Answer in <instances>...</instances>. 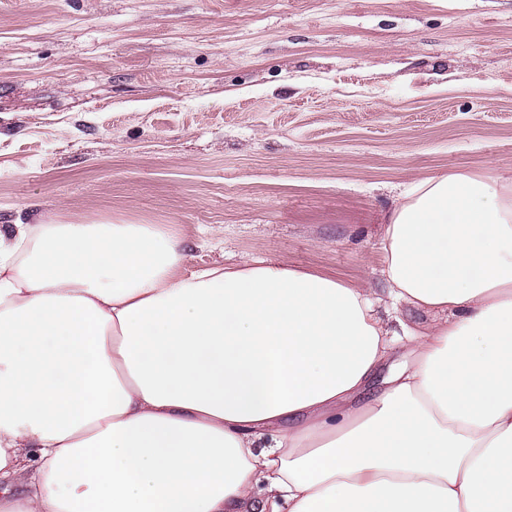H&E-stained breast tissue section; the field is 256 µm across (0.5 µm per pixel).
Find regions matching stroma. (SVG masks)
I'll list each match as a JSON object with an SVG mask.
<instances>
[{
	"instance_id": "1",
	"label": "stroma",
	"mask_w": 512,
	"mask_h": 512,
	"mask_svg": "<svg viewBox=\"0 0 512 512\" xmlns=\"http://www.w3.org/2000/svg\"><path fill=\"white\" fill-rule=\"evenodd\" d=\"M512 177V0H0V225L377 283L410 184Z\"/></svg>"
}]
</instances>
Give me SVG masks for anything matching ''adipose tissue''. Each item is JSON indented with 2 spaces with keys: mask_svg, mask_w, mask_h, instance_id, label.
I'll list each match as a JSON object with an SVG mask.
<instances>
[{
  "mask_svg": "<svg viewBox=\"0 0 512 512\" xmlns=\"http://www.w3.org/2000/svg\"><path fill=\"white\" fill-rule=\"evenodd\" d=\"M382 250L371 288L0 229V512H512V179L412 184Z\"/></svg>",
  "mask_w": 512,
  "mask_h": 512,
  "instance_id": "1",
  "label": "adipose tissue"
}]
</instances>
